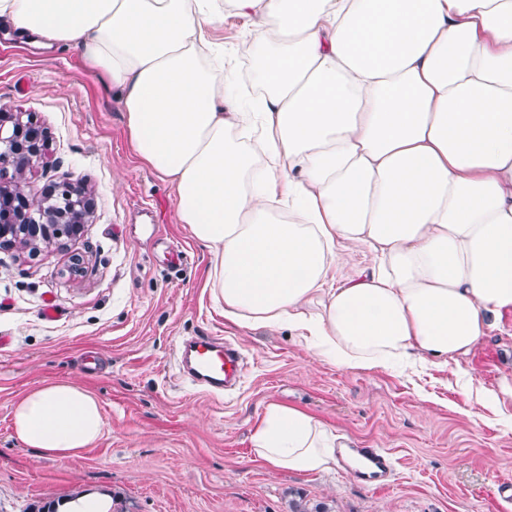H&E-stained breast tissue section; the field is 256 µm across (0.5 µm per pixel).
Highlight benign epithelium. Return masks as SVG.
<instances>
[{"label": "benign epithelium", "instance_id": "obj_1", "mask_svg": "<svg viewBox=\"0 0 512 512\" xmlns=\"http://www.w3.org/2000/svg\"><path fill=\"white\" fill-rule=\"evenodd\" d=\"M47 154L45 134L22 113H0V249L25 253L78 235L94 208L78 180L64 178L44 193L30 190L34 166Z\"/></svg>", "mask_w": 512, "mask_h": 512}]
</instances>
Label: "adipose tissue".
<instances>
[{"label": "adipose tissue", "instance_id": "ef3b65f1", "mask_svg": "<svg viewBox=\"0 0 512 512\" xmlns=\"http://www.w3.org/2000/svg\"><path fill=\"white\" fill-rule=\"evenodd\" d=\"M254 31L249 84L211 32ZM13 38L105 77L132 149L173 184L227 318L288 324L349 370L448 362L512 309V0H0ZM347 242L378 263L328 283ZM13 434L43 456L98 443V398L31 389ZM349 438L267 405L252 454L331 469ZM251 29L253 26L250 22L227 9L224 11V24L214 29L212 37L215 41L224 43L226 55H233Z\"/></svg>", "mask_w": 512, "mask_h": 512}]
</instances>
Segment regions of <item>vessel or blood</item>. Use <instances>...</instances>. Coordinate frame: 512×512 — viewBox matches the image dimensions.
<instances>
[{
	"instance_id": "b4317fda",
	"label": "vessel or blood",
	"mask_w": 512,
	"mask_h": 512,
	"mask_svg": "<svg viewBox=\"0 0 512 512\" xmlns=\"http://www.w3.org/2000/svg\"><path fill=\"white\" fill-rule=\"evenodd\" d=\"M179 364L193 385L215 395L240 384L244 360L235 347L210 336H198L183 343ZM360 467L358 479L386 485L395 470L396 460L382 448H356Z\"/></svg>"
}]
</instances>
